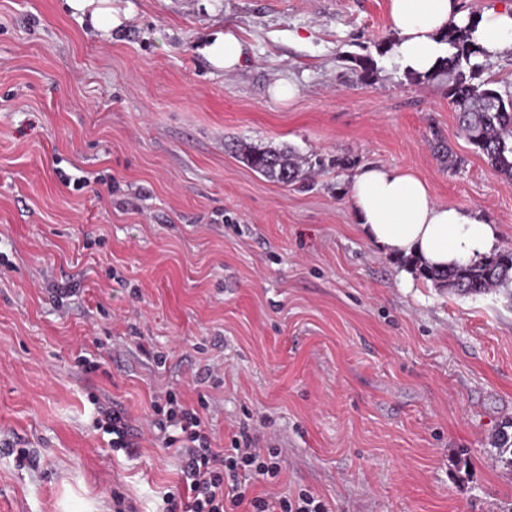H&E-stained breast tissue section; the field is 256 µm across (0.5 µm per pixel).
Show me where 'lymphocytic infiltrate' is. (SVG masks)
<instances>
[{"label":"lymphocytic infiltrate","instance_id":"obj_1","mask_svg":"<svg viewBox=\"0 0 512 512\" xmlns=\"http://www.w3.org/2000/svg\"><path fill=\"white\" fill-rule=\"evenodd\" d=\"M96 425L109 435L112 450L135 453L124 410L99 405ZM150 429L175 447L181 460V484L165 493L166 512H328L324 502L307 490L291 497L252 495L253 484L277 482L281 465L276 449L259 447L244 430L232 438L230 448H213L208 422L175 391L154 397Z\"/></svg>","mask_w":512,"mask_h":512}]
</instances>
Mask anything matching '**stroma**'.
Listing matches in <instances>:
<instances>
[{
	"label": "stroma",
	"mask_w": 512,
	"mask_h": 512,
	"mask_svg": "<svg viewBox=\"0 0 512 512\" xmlns=\"http://www.w3.org/2000/svg\"><path fill=\"white\" fill-rule=\"evenodd\" d=\"M96 27L64 0H0V512H163L180 459L151 400L203 406L213 444L276 448L273 491L329 512H512V289L463 297L402 278L348 188L408 168L480 211L512 249V179L460 133L448 79L391 55L389 0H110ZM234 32L228 73L205 48ZM293 81V101L270 89ZM441 137L459 160L431 147ZM348 159L305 184L253 173L235 145ZM86 176L82 189L61 174ZM79 292L56 301L51 283ZM99 361L85 372L80 357ZM123 407L134 456L95 403Z\"/></svg>",
	"instance_id": "obj_1"
}]
</instances>
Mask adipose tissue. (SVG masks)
<instances>
[{
    "mask_svg": "<svg viewBox=\"0 0 512 512\" xmlns=\"http://www.w3.org/2000/svg\"><path fill=\"white\" fill-rule=\"evenodd\" d=\"M394 63L405 72L433 70L447 50L448 25L472 26V40L487 58L512 53V8L471 22L460 0H390ZM355 222L369 242L394 258L416 257L428 266L466 265L494 249L498 231L474 210L438 204L428 184L410 170L372 165L354 176Z\"/></svg>",
    "mask_w": 512,
    "mask_h": 512,
    "instance_id": "adipose-tissue-1",
    "label": "adipose tissue"
}]
</instances>
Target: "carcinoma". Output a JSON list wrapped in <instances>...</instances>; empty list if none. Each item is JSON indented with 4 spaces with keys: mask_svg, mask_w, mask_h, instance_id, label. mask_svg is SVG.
<instances>
[{
    "mask_svg": "<svg viewBox=\"0 0 512 512\" xmlns=\"http://www.w3.org/2000/svg\"><path fill=\"white\" fill-rule=\"evenodd\" d=\"M442 41L448 56L429 73H411L416 81L448 74V98L457 107V120L466 140L496 171L512 178V96L505 98L492 82L480 79L483 64L475 61L480 49L469 37L467 28H448ZM355 73L362 83L370 82L377 61L370 55L354 58ZM241 159L256 173L282 185L301 181V166L295 151L284 148H239ZM426 280L460 295L485 294L505 281L512 282V250L484 257L466 266L436 270L413 264Z\"/></svg>",
    "mask_w": 512,
    "mask_h": 512,
    "instance_id": "cac0c4a2",
    "label": "carcinoma"
}]
</instances>
